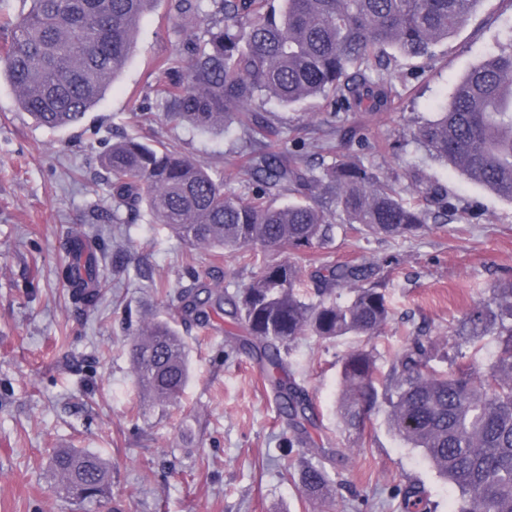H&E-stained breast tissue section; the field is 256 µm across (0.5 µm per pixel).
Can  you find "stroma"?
<instances>
[{"label":"stroma","mask_w":512,"mask_h":512,"mask_svg":"<svg viewBox=\"0 0 512 512\" xmlns=\"http://www.w3.org/2000/svg\"><path fill=\"white\" fill-rule=\"evenodd\" d=\"M511 28L512 0H483L431 59L392 64L387 109L341 113L342 124L382 145L364 154L365 164L404 185L409 172H419L473 205L477 216L431 225L411 239L336 231L332 260L372 266L392 314L371 339L304 336L283 347L288 379L317 411L300 443L258 364L237 347L243 328L222 317L204 330L188 328L177 309L188 262H214L231 293L251 281L253 268L231 256L210 260L145 215L122 225L103 256L105 293L94 312L77 310L58 277L63 240L112 209L102 159L113 141L175 147L223 177L226 191L244 193L246 145L238 132L209 135L177 124L156 94L167 80L159 60L175 54L196 23L161 0L143 20L119 80L71 127L35 123L0 77V512H80L51 490L56 448L109 460L112 494L95 512H398L394 492L411 483L425 488L436 512H451L457 490L390 431L384 408L362 435L345 431L337 413L340 361L375 348L378 376L387 378L410 334L421 330L453 344L457 321L490 283L512 275V203L431 160L411 136ZM256 110L288 149L313 161L315 140L328 130L323 100ZM149 317L171 321L188 347L190 379L176 407L153 404L133 381L130 340ZM331 443L339 450L327 465L336 493L308 499L294 477Z\"/></svg>","instance_id":"obj_1"}]
</instances>
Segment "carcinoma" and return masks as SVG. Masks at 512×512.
Returning <instances> with one entry per match:
<instances>
[{
	"label": "carcinoma",
	"instance_id": "1",
	"mask_svg": "<svg viewBox=\"0 0 512 512\" xmlns=\"http://www.w3.org/2000/svg\"><path fill=\"white\" fill-rule=\"evenodd\" d=\"M158 0H29L7 19L0 46L3 72L21 108L40 125L81 122L124 70L144 17ZM169 0L176 15L199 21L179 52L160 61L170 75L157 89L169 118L191 128L240 134L260 145L248 158L252 194L224 192V181L172 147L134 139L112 143L102 163L115 209L112 223L132 224L147 211L179 238L204 251L237 254L258 266L252 281L228 293L209 269L189 265L179 292L200 326L224 315L253 337L289 426L315 424L308 395L284 376L280 347L308 334L334 338L379 335L390 317L373 269L323 261L308 285L300 262L334 240L336 216L357 231L413 238L429 223L463 218L469 208L448 188L417 179L411 187L360 161L341 157L302 167L274 139L276 131L250 107L259 100L293 106L322 98L377 111L391 100L385 81L393 53L428 59L460 29L482 0ZM413 138L436 162L512 203V28L506 44L474 66L436 118ZM299 197L267 202L273 188ZM411 191L412 199L403 194ZM108 237L83 233L63 243L59 276L76 308L91 311L101 295L99 257ZM286 253L269 259L267 252ZM458 343L447 351L416 335L395 356L378 394L377 356L358 349L341 360L337 411L346 430L364 429L383 398L391 431L419 449L458 490L451 512H512V277H502L459 320ZM486 337L499 355L479 372L463 347ZM141 391L176 404L189 379L185 344L169 323L152 320L131 342ZM448 360V372L432 367ZM53 492L83 505L109 497L108 464L78 449L55 451ZM298 483L310 499L328 498L335 484L325 465L308 464ZM401 512H433L424 489L399 490Z\"/></svg>",
	"mask_w": 512,
	"mask_h": 512
}]
</instances>
